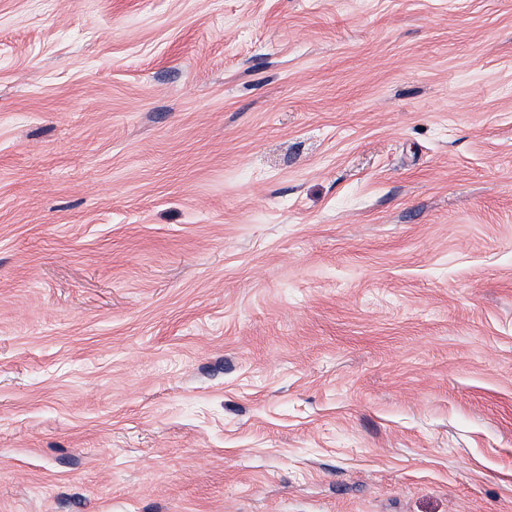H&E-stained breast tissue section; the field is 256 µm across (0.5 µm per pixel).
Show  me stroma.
<instances>
[{
  "mask_svg": "<svg viewBox=\"0 0 512 512\" xmlns=\"http://www.w3.org/2000/svg\"><path fill=\"white\" fill-rule=\"evenodd\" d=\"M0 512H512V0H0Z\"/></svg>",
  "mask_w": 512,
  "mask_h": 512,
  "instance_id": "stroma-1",
  "label": "stroma"
}]
</instances>
